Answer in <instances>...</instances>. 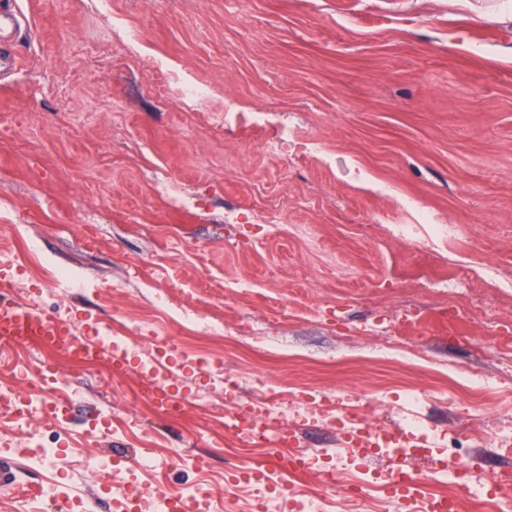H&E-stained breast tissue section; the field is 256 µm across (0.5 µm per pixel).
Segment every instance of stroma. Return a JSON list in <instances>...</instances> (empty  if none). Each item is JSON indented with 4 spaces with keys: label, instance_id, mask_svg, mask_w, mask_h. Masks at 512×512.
<instances>
[{
    "label": "stroma",
    "instance_id": "obj_1",
    "mask_svg": "<svg viewBox=\"0 0 512 512\" xmlns=\"http://www.w3.org/2000/svg\"><path fill=\"white\" fill-rule=\"evenodd\" d=\"M0 6L29 21L6 37L20 66L0 74V261L28 267L12 289L43 288L79 325L112 326L135 359L168 336L186 350L178 419L140 398L135 374L59 363L68 410L28 427L59 439L68 463L21 457L0 512H54L32 494L48 484L71 512L94 498L119 512L86 468L97 456L145 492L194 482L213 512H249L248 493L226 498L224 481L236 457L259 453L225 452L234 406L209 383L219 365L242 401L261 382L359 394L400 431L412 387L422 431L439 434L464 372L489 422L512 420V349L475 347L512 336V0H112L123 30L96 0ZM179 75L209 84V101L184 104ZM408 199L454 238L399 235L414 221ZM57 270L80 287L54 292ZM161 294L223 335L178 327ZM47 361L0 345V388ZM296 429L313 452L296 486L322 490L336 437ZM145 452L154 471L138 469ZM200 454L206 469L172 464Z\"/></svg>",
    "mask_w": 512,
    "mask_h": 512
}]
</instances>
